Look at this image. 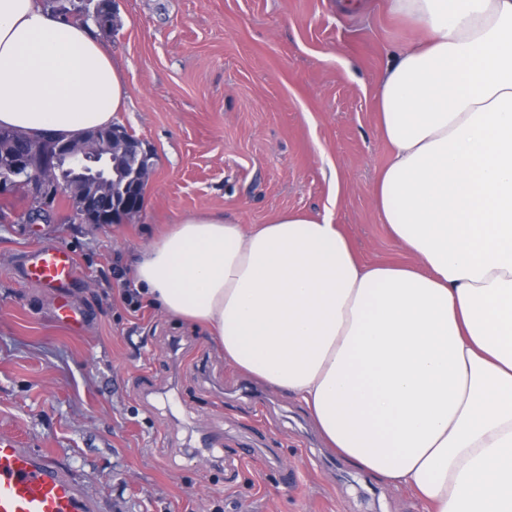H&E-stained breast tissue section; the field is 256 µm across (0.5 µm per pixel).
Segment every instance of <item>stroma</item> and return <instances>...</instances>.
Here are the masks:
<instances>
[{
  "label": "stroma",
  "instance_id": "obj_1",
  "mask_svg": "<svg viewBox=\"0 0 512 512\" xmlns=\"http://www.w3.org/2000/svg\"><path fill=\"white\" fill-rule=\"evenodd\" d=\"M333 2L116 0L99 38L128 86L119 120L156 163L140 212L98 226L66 196L43 209L0 193V431L62 465L97 512H423L324 448L306 409L225 364L206 330L122 300L135 253L202 211L248 228L328 210L364 260L406 261L372 197L389 156L372 88L418 30ZM40 243L75 258L80 332L18 274Z\"/></svg>",
  "mask_w": 512,
  "mask_h": 512
}]
</instances>
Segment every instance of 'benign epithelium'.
Wrapping results in <instances>:
<instances>
[{
	"label": "benign epithelium",
	"instance_id": "benign-epithelium-1",
	"mask_svg": "<svg viewBox=\"0 0 512 512\" xmlns=\"http://www.w3.org/2000/svg\"><path fill=\"white\" fill-rule=\"evenodd\" d=\"M72 165L73 182L67 185L75 209L106 225L115 210L138 212L143 200V188L154 173L153 154L142 142L129 137L119 126L96 129L74 143L43 140L32 150L31 168L20 180L0 178V191L22 189L44 206L53 203L55 170L61 162ZM111 169L124 181L123 203L112 205V196L89 187V183L105 169Z\"/></svg>",
	"mask_w": 512,
	"mask_h": 512
}]
</instances>
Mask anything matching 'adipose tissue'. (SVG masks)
<instances>
[{
    "instance_id": "adipose-tissue-1",
    "label": "adipose tissue",
    "mask_w": 512,
    "mask_h": 512,
    "mask_svg": "<svg viewBox=\"0 0 512 512\" xmlns=\"http://www.w3.org/2000/svg\"><path fill=\"white\" fill-rule=\"evenodd\" d=\"M382 6L425 32L375 89L372 196L412 262H362L327 214L215 211L152 240L132 286L426 512H512V0ZM127 99L91 26L0 0V126L73 137Z\"/></svg>"
}]
</instances>
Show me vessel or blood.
Returning <instances> with one entry per match:
<instances>
[{"mask_svg":"<svg viewBox=\"0 0 512 512\" xmlns=\"http://www.w3.org/2000/svg\"><path fill=\"white\" fill-rule=\"evenodd\" d=\"M23 279L50 290L54 316L80 329L84 312L70 299L79 272L73 254L56 244L29 250L21 264ZM0 512H97L93 499L59 464L23 447L15 434L0 432Z\"/></svg>","mask_w":512,"mask_h":512,"instance_id":"vessel-or-blood-1","label":"vessel or blood"}]
</instances>
